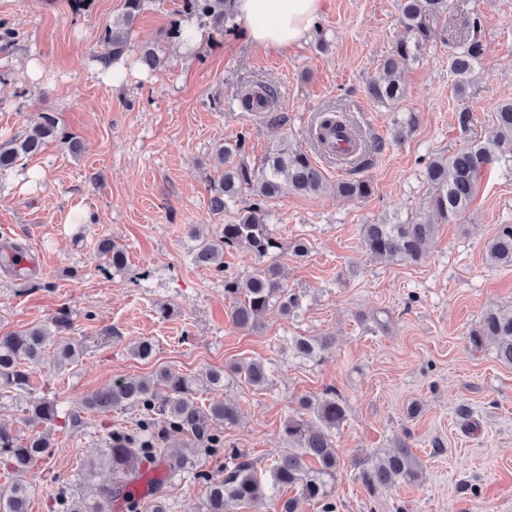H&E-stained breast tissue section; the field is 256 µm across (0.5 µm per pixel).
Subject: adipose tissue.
Masks as SVG:
<instances>
[{"mask_svg": "<svg viewBox=\"0 0 512 512\" xmlns=\"http://www.w3.org/2000/svg\"><path fill=\"white\" fill-rule=\"evenodd\" d=\"M239 36L269 52L301 45L309 37L320 0H231Z\"/></svg>", "mask_w": 512, "mask_h": 512, "instance_id": "obj_1", "label": "adipose tissue"}]
</instances>
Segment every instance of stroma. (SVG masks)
I'll return each mask as SVG.
<instances>
[{"label":"stroma","instance_id":"obj_1","mask_svg":"<svg viewBox=\"0 0 512 512\" xmlns=\"http://www.w3.org/2000/svg\"><path fill=\"white\" fill-rule=\"evenodd\" d=\"M180 2L146 0L114 86L96 76L91 54L123 0H91L86 8L80 0H0V22L21 33L0 56V144L49 113L81 145L73 153L51 141L0 172V246L25 245L35 268L29 279L0 272V335L51 325L64 309L70 327L60 338L80 348L76 363L61 366L48 347L30 378L31 395L56 398L80 421L51 426V454L26 475L29 512H59L58 497L74 490L88 448L139 418L134 408L81 411L82 399L164 368L193 376L254 360L270 367L268 386L237 379L196 393L202 407L215 398L234 403L239 421L223 426L222 449L202 452L199 475L165 486L166 512H201L207 480L224 476L225 449L268 471L284 447L283 422L302 397L328 388L347 406L333 437L341 462L336 512H512V365L492 345L469 340L488 307L512 305V267L486 255L498 225L512 224V167L481 175L469 210L438 226L420 262L373 261L360 240L361 225L425 216L427 162L464 139L493 135L498 104L512 99V0H449L437 21L444 41L408 65L407 94L394 106L374 102L366 85L403 34L397 0H322L318 34L281 53L211 27L186 51L166 36ZM474 17L476 29L468 24ZM474 33L484 54L460 97L448 51ZM145 43L162 60L149 74L137 61ZM32 53L43 64L36 86L24 79ZM253 82L276 90L277 118L238 109L236 93ZM463 107L474 114L465 136L454 121ZM336 108L385 141L365 171L374 191L337 196L341 174L321 156L323 192L271 202L284 283L303 305L287 316L271 309L257 329L239 328L223 276L192 259V231L211 236L234 219L209 204L205 177L215 150L242 137L254 163L282 137L306 145L316 114ZM407 112L416 127L394 142V124ZM30 170L41 174L31 189L21 180ZM80 213L87 223H75ZM104 238L124 246L125 270L109 271L98 256ZM299 241L308 247L302 258L291 252ZM293 336H326L332 344L305 360L288 349ZM143 338L156 349L147 362L131 353ZM403 439L422 464L420 481L369 494L357 461Z\"/></svg>","mask_w":512,"mask_h":512}]
</instances>
